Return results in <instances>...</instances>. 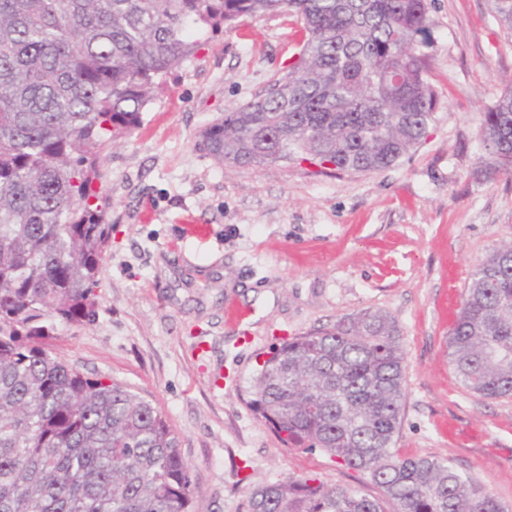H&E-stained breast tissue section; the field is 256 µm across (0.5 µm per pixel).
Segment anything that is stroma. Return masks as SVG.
Masks as SVG:
<instances>
[{
  "mask_svg": "<svg viewBox=\"0 0 512 512\" xmlns=\"http://www.w3.org/2000/svg\"><path fill=\"white\" fill-rule=\"evenodd\" d=\"M430 19L440 108L396 166L223 167L204 149L207 125L285 73L298 39L286 13L203 33L141 127L105 151L112 241L96 319L58 325L49 349L162 413L191 466L196 512H244L255 484L288 476L366 483L322 452L286 447L247 390L285 340L367 307L402 329L397 453L448 459L512 505V398L463 388L448 358L469 273L512 243V179L489 168L479 136L482 112L512 89V42L489 0H432ZM233 307L250 319L231 320Z\"/></svg>",
  "mask_w": 512,
  "mask_h": 512,
  "instance_id": "1",
  "label": "stroma"
}]
</instances>
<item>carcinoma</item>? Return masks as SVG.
Returning <instances> with one entry per match:
<instances>
[{
  "mask_svg": "<svg viewBox=\"0 0 512 512\" xmlns=\"http://www.w3.org/2000/svg\"><path fill=\"white\" fill-rule=\"evenodd\" d=\"M512 36V0H491ZM291 12V78L207 126L225 166L398 164L436 121L428 0H0V512H193L191 466L162 414L53 355L59 324L96 318L112 238L99 193L109 141L132 134L202 29ZM512 177V90L483 113ZM394 317L363 309L296 336L252 379V409L286 446L320 450L383 494L318 478L258 484L245 512H512L448 459L393 451L405 354ZM467 390L512 397V245L469 274L448 333Z\"/></svg>",
  "mask_w": 512,
  "mask_h": 512,
  "instance_id": "cac0c4a2",
  "label": "carcinoma"
}]
</instances>
